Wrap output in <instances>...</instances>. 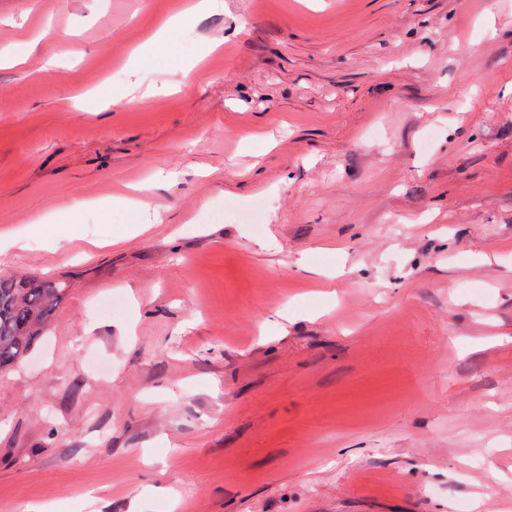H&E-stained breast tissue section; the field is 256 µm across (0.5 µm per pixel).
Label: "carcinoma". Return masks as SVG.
Wrapping results in <instances>:
<instances>
[{
	"mask_svg": "<svg viewBox=\"0 0 512 512\" xmlns=\"http://www.w3.org/2000/svg\"><path fill=\"white\" fill-rule=\"evenodd\" d=\"M65 288L35 275L0 274V372L28 355Z\"/></svg>",
	"mask_w": 512,
	"mask_h": 512,
	"instance_id": "cac0c4a2",
	"label": "carcinoma"
}]
</instances>
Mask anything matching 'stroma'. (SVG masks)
<instances>
[{
	"instance_id": "obj_1",
	"label": "stroma",
	"mask_w": 512,
	"mask_h": 512,
	"mask_svg": "<svg viewBox=\"0 0 512 512\" xmlns=\"http://www.w3.org/2000/svg\"><path fill=\"white\" fill-rule=\"evenodd\" d=\"M190 2L0 0V512H512V0ZM65 288L35 275L0 274V372L28 355Z\"/></svg>"
}]
</instances>
